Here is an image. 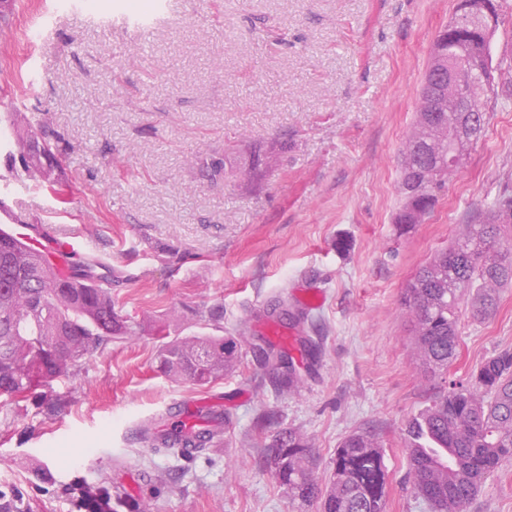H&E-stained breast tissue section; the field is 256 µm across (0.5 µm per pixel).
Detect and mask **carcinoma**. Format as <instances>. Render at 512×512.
<instances>
[{"instance_id": "carcinoma-1", "label": "carcinoma", "mask_w": 512, "mask_h": 512, "mask_svg": "<svg viewBox=\"0 0 512 512\" xmlns=\"http://www.w3.org/2000/svg\"><path fill=\"white\" fill-rule=\"evenodd\" d=\"M500 24L496 0H458L452 21L433 43L429 70L456 75L453 85L422 83L413 129L400 151L399 193L402 207L394 222L403 228L422 223L434 210L438 194L467 159L450 161L484 137L486 98L491 90L493 38ZM465 97L475 112H457L448 98ZM35 137L17 138L8 151L15 180L55 183L58 160L47 143L35 149ZM261 154L249 163L226 156L211 164L224 171L260 176ZM512 226V194L505 192L473 214L466 232L437 252L407 284L402 304L411 319L414 351L423 370L443 377L457 355L461 304L485 318L499 303L501 288L512 284V249L503 247ZM94 259L72 260L44 254L0 228V395L15 404L38 395L43 411L55 416L65 399L54 383L70 376L98 348L114 338L137 336L150 324L117 308L112 274L96 272ZM160 338V369L198 386L224 377L239 362L238 344L210 333L169 338L166 326L153 327ZM283 351H264L262 360L279 370L282 391L295 388ZM217 430L211 420L192 423L154 437L163 448H204ZM409 479L429 512H467L487 477L512 458V351L505 349L482 362L465 382L451 381L405 427ZM266 465L293 501L317 505L318 512H386L387 471L381 443L355 432L336 448L329 479L320 486L312 476L313 448L298 433L284 430L265 448ZM113 497L112 512L124 507L125 493L101 487L84 489L82 508L99 512L101 500ZM0 512H32L30 499L15 485L0 484Z\"/></svg>"}]
</instances>
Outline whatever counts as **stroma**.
<instances>
[{
    "label": "stroma",
    "instance_id": "stroma-1",
    "mask_svg": "<svg viewBox=\"0 0 512 512\" xmlns=\"http://www.w3.org/2000/svg\"><path fill=\"white\" fill-rule=\"evenodd\" d=\"M456 0H8L0 38V129L45 120L62 165L56 189L0 182L18 221L81 224L92 257L120 285L123 311L165 320L172 336L201 331L224 310L240 362L200 387L158 368L156 336L95 351L56 390L44 415L0 396V484L18 486L33 512H82L75 489L104 485L144 512H314L289 499L263 450L293 430L314 448L325 483L339 443L364 431L383 446L387 512H429L408 478L404 429L434 382L416 359L402 294L415 272L464 230L470 215L512 186V0L494 39L495 95L483 140L449 178L424 223L394 217L399 153L416 116L433 41ZM41 25L39 40L27 30ZM284 140L265 179L206 177L225 149L250 155ZM346 249H338V242ZM184 254L164 267L161 248ZM322 290L301 311L293 292ZM304 313L317 346L298 387L278 392L254 349L256 312ZM512 349V287L497 312L461 311L463 380ZM219 398L229 417L215 446L187 457L156 451L143 425L171 401ZM48 463L54 484L36 488ZM469 512H512V461L481 487Z\"/></svg>",
    "mask_w": 512,
    "mask_h": 512
}]
</instances>
